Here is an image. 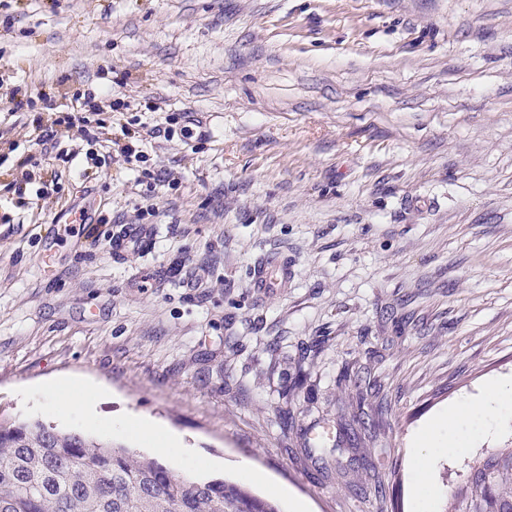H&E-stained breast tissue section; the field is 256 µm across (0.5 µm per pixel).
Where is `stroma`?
<instances>
[{"label": "stroma", "instance_id": "obj_1", "mask_svg": "<svg viewBox=\"0 0 512 512\" xmlns=\"http://www.w3.org/2000/svg\"><path fill=\"white\" fill-rule=\"evenodd\" d=\"M94 79L103 133L24 165L40 131L11 98ZM75 205L151 249L69 232ZM277 255L288 285L260 292ZM502 382L512 0H0V419L269 497L246 464L309 512H444L512 418L439 456L424 502L413 440ZM81 383L95 415L56 417L42 388ZM132 416L183 451L118 427ZM112 242V254L114 257H121L124 252L134 248L137 251L147 250L152 242V234L149 229L140 225H131L126 227L120 236H117L112 241V236L109 239ZM122 428H135L150 433H158L155 440V448L162 455H167L178 448H182V442L179 436L170 433L160 432L154 425L148 421L137 418H128L120 423Z\"/></svg>", "mask_w": 512, "mask_h": 512}]
</instances>
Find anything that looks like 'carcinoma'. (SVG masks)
Masks as SVG:
<instances>
[{
	"label": "carcinoma",
	"instance_id": "cac0c4a2",
	"mask_svg": "<svg viewBox=\"0 0 512 512\" xmlns=\"http://www.w3.org/2000/svg\"><path fill=\"white\" fill-rule=\"evenodd\" d=\"M0 512H279L225 479L42 423L0 421ZM448 512H512V448L478 458Z\"/></svg>",
	"mask_w": 512,
	"mask_h": 512
}]
</instances>
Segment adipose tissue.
I'll use <instances>...</instances> for the list:
<instances>
[{
    "label": "adipose tissue",
    "mask_w": 512,
    "mask_h": 512,
    "mask_svg": "<svg viewBox=\"0 0 512 512\" xmlns=\"http://www.w3.org/2000/svg\"><path fill=\"white\" fill-rule=\"evenodd\" d=\"M509 415H512V391L501 386L492 387L485 403L462 402L453 406L420 436L418 445L423 449L419 458L421 468H428L435 453L453 455L462 451L476 419Z\"/></svg>",
    "instance_id": "1"
}]
</instances>
